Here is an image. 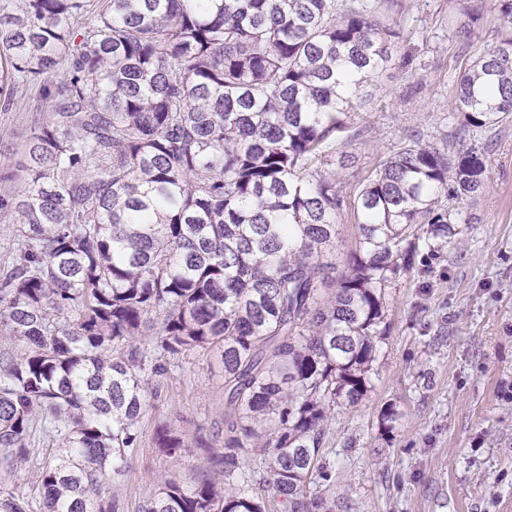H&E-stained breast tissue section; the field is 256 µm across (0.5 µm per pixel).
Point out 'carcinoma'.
I'll return each instance as SVG.
<instances>
[{
    "label": "carcinoma",
    "instance_id": "carcinoma-1",
    "mask_svg": "<svg viewBox=\"0 0 512 512\" xmlns=\"http://www.w3.org/2000/svg\"><path fill=\"white\" fill-rule=\"evenodd\" d=\"M383 5L0 0V109L35 91L24 176L0 193V465L28 462L37 424L57 443L35 497L0 481V512H117L102 478L128 472L152 378L196 352L224 367V446L199 431L204 474L141 512H336L309 491L324 423L366 399L386 288L457 241L487 186L480 134L512 120V0H492L495 45L456 81L476 136L452 155L413 141L348 198L336 157L406 32ZM155 444L186 447L167 424ZM336 251L332 253V260L336 262V268L343 270L347 266V260L351 251L355 248L358 237V228L352 214L348 212L342 216L337 226Z\"/></svg>",
    "mask_w": 512,
    "mask_h": 512
}]
</instances>
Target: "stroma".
Listing matches in <instances>:
<instances>
[{
    "mask_svg": "<svg viewBox=\"0 0 512 512\" xmlns=\"http://www.w3.org/2000/svg\"><path fill=\"white\" fill-rule=\"evenodd\" d=\"M412 29L393 47L395 65L375 78L372 103L355 118L362 130L353 158L339 172L356 196L369 171L419 140L468 144L454 113V89L466 59L495 40L497 15L472 0L478 20L457 15L451 0H396ZM28 134L23 109L0 110V163L19 168ZM487 188L461 202L465 233L441 257L427 258L386 290L390 334L382 345L372 389L357 408L337 409L327 422L324 463L329 480L310 490L335 497L336 512H512V123L489 132ZM152 408L127 475L105 476L106 498L120 512H140L144 499L169 479L194 484L206 465L191 441L198 429L224 442V368L193 354L153 378ZM401 417L384 434L380 415ZM187 441L179 462L155 445L157 424ZM35 455L4 479L21 498L32 496L52 441L35 434Z\"/></svg>",
    "mask_w": 512,
    "mask_h": 512,
    "instance_id": "stroma-1",
    "label": "stroma"
}]
</instances>
